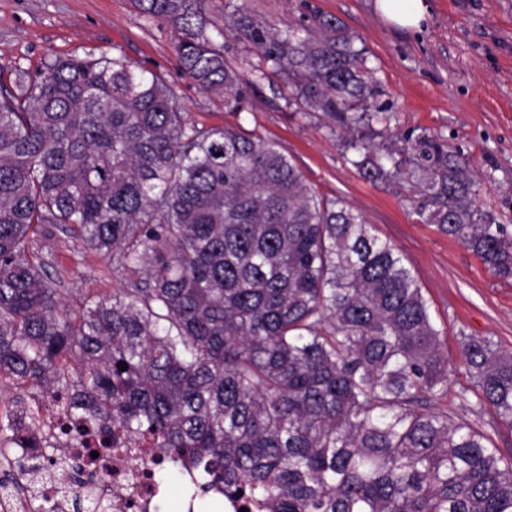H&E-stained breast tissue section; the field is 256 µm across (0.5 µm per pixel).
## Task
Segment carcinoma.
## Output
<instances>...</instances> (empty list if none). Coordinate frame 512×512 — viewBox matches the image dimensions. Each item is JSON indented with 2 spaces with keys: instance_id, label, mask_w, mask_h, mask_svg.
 Returning <instances> with one entry per match:
<instances>
[{
  "instance_id": "cac0c4a2",
  "label": "carcinoma",
  "mask_w": 512,
  "mask_h": 512,
  "mask_svg": "<svg viewBox=\"0 0 512 512\" xmlns=\"http://www.w3.org/2000/svg\"><path fill=\"white\" fill-rule=\"evenodd\" d=\"M204 0H131L174 30L178 65L230 112L270 66L307 113L344 129L369 180L403 179L435 224L512 277V233L477 202L448 141L386 125L390 102L335 19L281 29L241 7L212 33ZM253 46L224 58L216 36ZM61 224L127 286L70 308L37 235ZM478 405L512 431V351L461 346ZM76 356L74 379L58 361ZM126 370H121V364ZM455 366L395 245L319 195L279 146L193 123L162 74L123 53L0 72V378L65 398L59 437L88 452L112 425L159 448L155 472L258 512H512V460L438 409ZM14 462L30 487L96 476L60 442Z\"/></svg>"
}]
</instances>
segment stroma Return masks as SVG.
I'll use <instances>...</instances> for the list:
<instances>
[{
  "label": "stroma",
  "mask_w": 512,
  "mask_h": 512,
  "mask_svg": "<svg viewBox=\"0 0 512 512\" xmlns=\"http://www.w3.org/2000/svg\"><path fill=\"white\" fill-rule=\"evenodd\" d=\"M420 29L398 27L376 0H205L206 19L222 24L228 5L286 26L331 16L359 35L392 108L393 130H425L447 139L482 181L479 205L512 230V0H426ZM122 52L160 72L193 122L239 127L276 142L308 183L361 212L394 244L430 304L456 373L439 404L462 417L512 459V431L480 407L460 358L464 337L489 338L512 350V279L493 276L471 251L436 225L420 223L408 184L369 181L343 155L341 134L317 114L298 112L287 78L268 72L248 112L225 110L181 69L169 26L141 16L130 0H0V67L35 71L52 56ZM48 274L65 299L108 297L124 285L110 259L83 250L61 227L42 239Z\"/></svg>",
  "instance_id": "35a3bbf8"
}]
</instances>
